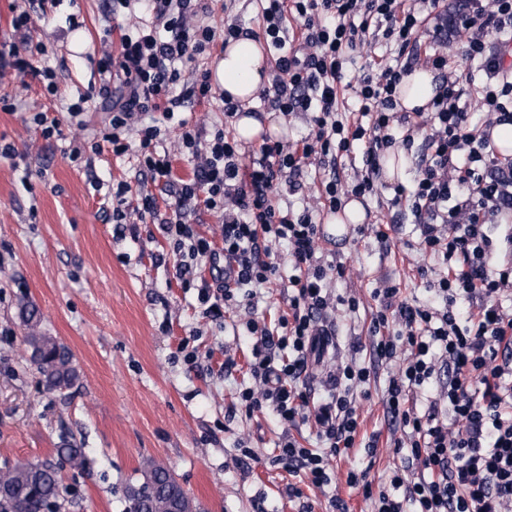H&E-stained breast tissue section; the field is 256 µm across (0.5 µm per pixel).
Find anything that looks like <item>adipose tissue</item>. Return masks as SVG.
Masks as SVG:
<instances>
[{
	"label": "adipose tissue",
	"mask_w": 512,
	"mask_h": 512,
	"mask_svg": "<svg viewBox=\"0 0 512 512\" xmlns=\"http://www.w3.org/2000/svg\"><path fill=\"white\" fill-rule=\"evenodd\" d=\"M266 77L265 57L250 39L231 42L215 68V80L232 100L250 102Z\"/></svg>",
	"instance_id": "adipose-tissue-1"
}]
</instances>
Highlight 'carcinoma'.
I'll return each mask as SVG.
<instances>
[{"instance_id":"obj_1","label":"carcinoma","mask_w":512,"mask_h":512,"mask_svg":"<svg viewBox=\"0 0 512 512\" xmlns=\"http://www.w3.org/2000/svg\"><path fill=\"white\" fill-rule=\"evenodd\" d=\"M26 342L48 389L64 391L75 384L79 375L65 346L34 332L26 337ZM66 465L88 467L84 449L70 440L62 441L53 459L4 466L0 474V512H52L57 506L61 472ZM125 498V512H197L193 500L172 473L154 460L143 464L141 478L127 486Z\"/></svg>"}]
</instances>
